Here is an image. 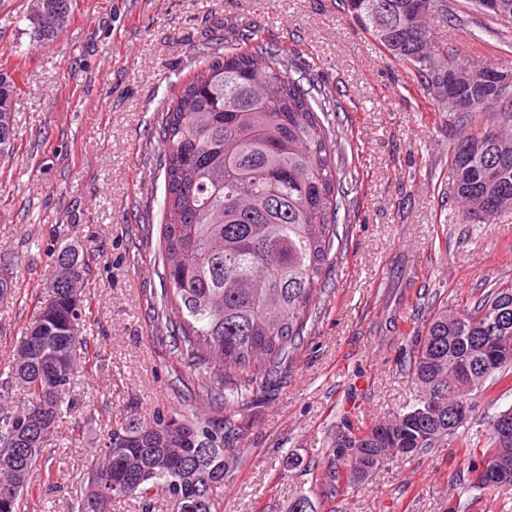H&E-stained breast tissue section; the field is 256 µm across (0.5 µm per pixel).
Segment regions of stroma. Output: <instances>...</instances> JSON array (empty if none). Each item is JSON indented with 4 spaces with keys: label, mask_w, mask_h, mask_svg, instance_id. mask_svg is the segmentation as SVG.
<instances>
[{
    "label": "stroma",
    "mask_w": 512,
    "mask_h": 512,
    "mask_svg": "<svg viewBox=\"0 0 512 512\" xmlns=\"http://www.w3.org/2000/svg\"><path fill=\"white\" fill-rule=\"evenodd\" d=\"M31 0H0V71L13 101L12 154L0 157V404L28 403L10 379L14 345L36 320L54 251L91 256L80 322L92 366L79 370L32 475L26 512H68L89 455L130 408L194 412L196 377L153 308L163 283L156 240L164 180L153 162L157 114L213 48L252 33L290 50L337 92L345 160L358 183L351 231L329 303L297 362L243 410L237 468L215 493L218 512H459L472 475L461 444L487 445V423L512 406L507 383L472 391V412L448 444L393 457L365 482L322 489L337 436L366 429L410 400L401 371L426 305L455 307L512 280V210L464 224L450 153L458 134L406 64L389 56L338 0H73L66 27L39 42ZM437 42L462 66L512 67V24L448 0Z\"/></svg>",
    "instance_id": "35a3bbf8"
}]
</instances>
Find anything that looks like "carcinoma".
Instances as JSON below:
<instances>
[{
    "label": "carcinoma",
    "instance_id": "carcinoma-1",
    "mask_svg": "<svg viewBox=\"0 0 512 512\" xmlns=\"http://www.w3.org/2000/svg\"><path fill=\"white\" fill-rule=\"evenodd\" d=\"M343 10L392 57L414 70L440 112L448 92L468 100L453 112L463 126L472 114L503 102L491 65L470 71L434 39L428 19L448 18V0H341ZM73 0H35L27 21L33 40L68 22ZM288 49L259 35L213 54L184 82L157 120L164 177L158 262L164 281L157 320L181 359L197 371L198 397L217 408L201 418L182 411L116 421L99 458L89 464L71 512H112L131 502L154 512L162 493L168 512H217L214 489L240 460V408L288 372L312 331L326 283L347 239L352 173L342 156L338 107L311 74L293 77ZM19 85L0 73V157L14 149L13 99ZM451 166L464 224H488L512 207V134L493 123L463 136ZM346 213L339 218L340 213ZM67 276L47 285L52 298L16 344L12 374L32 401L0 410V498L24 512L30 474L69 405L85 312L89 262L73 246L56 267ZM512 374V283L473 305L430 312L412 341L407 377L412 405L360 432H344L325 482L360 483L389 456L415 457L458 434L448 430V405L469 418V394ZM488 422V448H465L470 488L490 489L482 468L507 457L512 435Z\"/></svg>",
    "mask_w": 512,
    "mask_h": 512
}]
</instances>
